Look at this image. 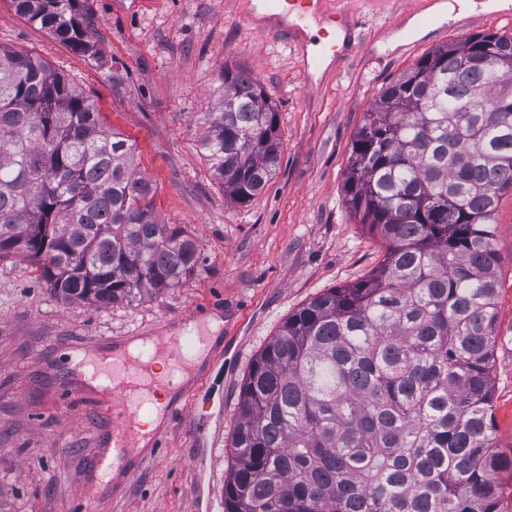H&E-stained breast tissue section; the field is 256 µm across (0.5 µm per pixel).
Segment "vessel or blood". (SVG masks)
<instances>
[{
    "label": "vessel or blood",
    "instance_id": "obj_1",
    "mask_svg": "<svg viewBox=\"0 0 512 512\" xmlns=\"http://www.w3.org/2000/svg\"><path fill=\"white\" fill-rule=\"evenodd\" d=\"M248 16L263 30H292L309 74L327 58H345L364 46L361 21L342 10L329 12L325 0H260ZM304 18L317 25V37L301 26ZM223 316L222 304L214 302L163 330L113 337L111 356L95 366L96 376L107 381L100 405L109 417L106 436L112 442L111 462L94 463L100 497L122 496L163 447L169 423L189 418L194 392L184 377L193 355L214 347L208 325ZM149 408L159 411L162 425L146 427L142 413Z\"/></svg>",
    "mask_w": 512,
    "mask_h": 512
}]
</instances>
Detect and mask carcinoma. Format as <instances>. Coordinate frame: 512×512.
<instances>
[{
  "instance_id": "carcinoma-1",
  "label": "carcinoma",
  "mask_w": 512,
  "mask_h": 512,
  "mask_svg": "<svg viewBox=\"0 0 512 512\" xmlns=\"http://www.w3.org/2000/svg\"><path fill=\"white\" fill-rule=\"evenodd\" d=\"M76 0H12L91 58ZM512 35L425 53L354 135L345 201L386 245L365 278L288 316L254 359L224 512H512L494 444L499 249L512 190ZM202 148L224 196L255 197L283 151L276 107L225 71ZM135 151L40 57L0 44V256L31 257L65 301L152 298L196 265L158 221Z\"/></svg>"
}]
</instances>
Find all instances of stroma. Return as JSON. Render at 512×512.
I'll return each instance as SVG.
<instances>
[{"instance_id": "1", "label": "stroma", "mask_w": 512, "mask_h": 512, "mask_svg": "<svg viewBox=\"0 0 512 512\" xmlns=\"http://www.w3.org/2000/svg\"><path fill=\"white\" fill-rule=\"evenodd\" d=\"M89 12V58L0 0V44L41 57L135 147L136 170L156 189V216L181 227L198 263L158 297L106 307L57 298L22 253L0 258V512H75L86 462L108 418L92 402L61 399L80 344L136 329L160 330L195 306L224 304L223 351L203 367L162 452L119 501L95 512H224L231 436L255 356L289 315L331 288L367 276L380 240L348 210L344 174L353 136L380 92L427 51L476 32L512 33V16L469 0L434 18L432 0H328L364 21L367 45L307 84L287 32L255 28L246 0H77ZM251 72L277 105L280 164L240 204L224 196L201 140L218 110L225 69ZM500 252L499 327L492 377L496 442L512 451V190L494 215ZM205 428L201 440L194 427Z\"/></svg>"}]
</instances>
